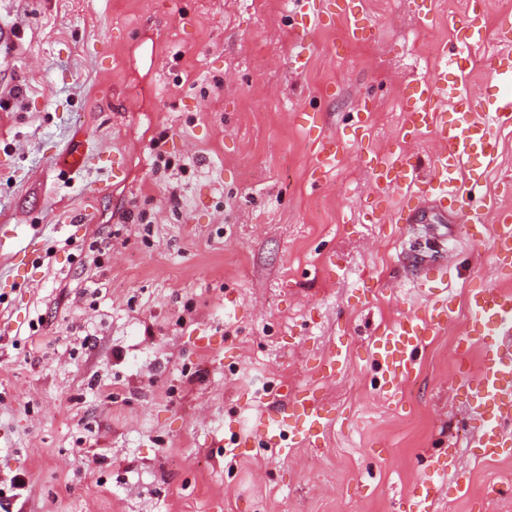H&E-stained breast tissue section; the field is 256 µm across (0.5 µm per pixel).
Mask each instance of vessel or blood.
Wrapping results in <instances>:
<instances>
[{
    "label": "vessel or blood",
    "instance_id": "obj_1",
    "mask_svg": "<svg viewBox=\"0 0 512 512\" xmlns=\"http://www.w3.org/2000/svg\"><path fill=\"white\" fill-rule=\"evenodd\" d=\"M361 0H321L308 15V25L319 28L339 20L349 26L354 40H362ZM484 39V29L469 20L456 30L457 59L440 65L428 80L417 84L406 111L405 132L409 135L432 133L435 150L428 162L397 154L380 161L375 183L385 203V193L400 189L402 197L391 217L392 223L410 224L421 201L433 203L439 210L454 207L465 189L480 190L489 169L498 161L496 134L512 127V24L498 27L501 51L495 55L493 71L499 87L490 99H473L463 82L449 81L448 70L459 67L469 50ZM339 153L335 138H324L313 159V167L322 172L334 168ZM493 250L497 260L512 262V210L498 211L491 227ZM446 268L435 275H422L423 304L395 324L378 327L371 338L370 351L383 371L385 392L390 401H398L399 385L411 372L414 354L429 336L445 331L453 318V298L447 289L430 287V279H444ZM470 316L465 334L468 347L455 351V372L465 390V403L472 439L485 460L506 457L512 447V291L481 288L468 294ZM479 349V370H472L470 349ZM348 361L345 345H332L317 360L320 379L336 377ZM334 419L332 408L317 388L305 387L284 392L280 401L259 416L250 435L236 438L235 447L246 448L255 440L286 453L297 448H318ZM462 474L458 453L437 459L430 472L409 491L415 512H431L441 496L448 473Z\"/></svg>",
    "mask_w": 512,
    "mask_h": 512
}]
</instances>
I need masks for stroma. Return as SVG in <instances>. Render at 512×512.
<instances>
[{
    "instance_id": "obj_1",
    "label": "stroma",
    "mask_w": 512,
    "mask_h": 512,
    "mask_svg": "<svg viewBox=\"0 0 512 512\" xmlns=\"http://www.w3.org/2000/svg\"><path fill=\"white\" fill-rule=\"evenodd\" d=\"M469 3L437 0L426 24L414 0H363L377 35L354 43L342 22L303 29L306 0H0V482L27 480L0 512H403L453 449L465 480L435 512H512L492 492L512 457L479 460L451 360L468 292L512 287L486 230L512 207V127L484 229L466 221L469 194L458 216L406 227L369 207L372 154L434 150L402 139L406 86L439 65ZM495 49L463 63L474 98L493 91ZM301 111L344 143L317 179ZM76 143L122 153L125 181L63 172ZM32 241L31 283L13 287L10 257ZM443 263L454 317L388 402L369 334L418 309L417 273ZM336 336L350 364L320 384L336 408L322 451L233 448L276 391L315 381Z\"/></svg>"
}]
</instances>
